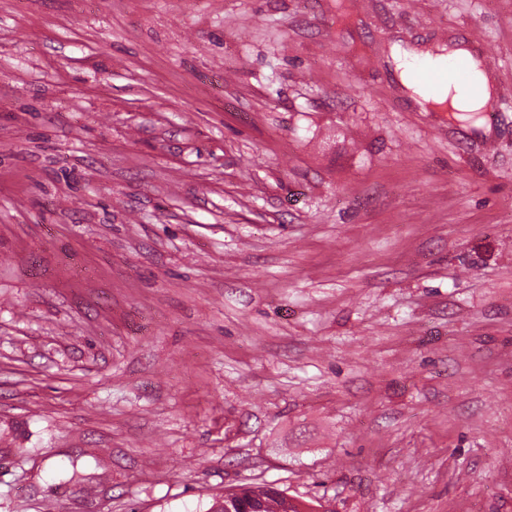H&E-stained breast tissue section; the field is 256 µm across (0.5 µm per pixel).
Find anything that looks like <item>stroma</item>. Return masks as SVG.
Returning <instances> with one entry per match:
<instances>
[{"label": "stroma", "instance_id": "obj_1", "mask_svg": "<svg viewBox=\"0 0 512 512\" xmlns=\"http://www.w3.org/2000/svg\"><path fill=\"white\" fill-rule=\"evenodd\" d=\"M262 483L512 512V0H0V512ZM399 68H401V75L405 86L418 95L423 101L427 102L432 96L434 100H445L448 95L452 93L453 106L462 112H475L481 106L479 98L468 95L462 88L451 85L453 83L463 86L471 87L470 84V63L466 57H455L451 59L448 65L444 68H429L424 65H416L412 69L413 81L410 77L409 62L407 55L398 54ZM418 82V83H417ZM419 83L431 86L432 90H437L441 85L443 86L438 94H431ZM432 95V96H431Z\"/></svg>", "mask_w": 512, "mask_h": 512}]
</instances>
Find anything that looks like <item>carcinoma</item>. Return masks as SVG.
<instances>
[{
    "instance_id": "cac0c4a2",
    "label": "carcinoma",
    "mask_w": 512,
    "mask_h": 512,
    "mask_svg": "<svg viewBox=\"0 0 512 512\" xmlns=\"http://www.w3.org/2000/svg\"><path fill=\"white\" fill-rule=\"evenodd\" d=\"M322 504H303L272 485H242L214 498L208 512H320Z\"/></svg>"
}]
</instances>
